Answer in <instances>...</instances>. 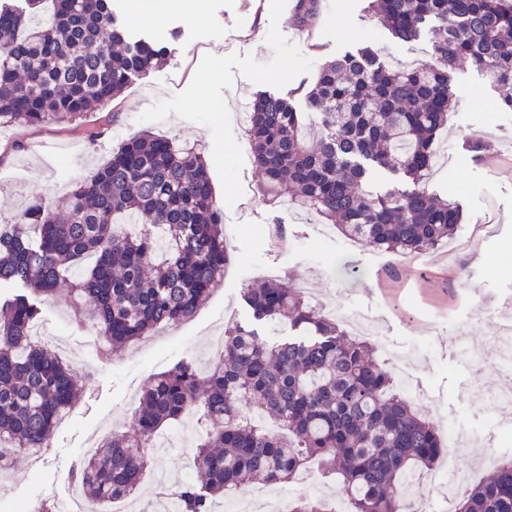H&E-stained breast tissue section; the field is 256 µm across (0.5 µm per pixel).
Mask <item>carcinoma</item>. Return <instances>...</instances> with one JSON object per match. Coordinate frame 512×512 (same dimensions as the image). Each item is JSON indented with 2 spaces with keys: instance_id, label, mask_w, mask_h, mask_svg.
<instances>
[{
  "instance_id": "1",
  "label": "carcinoma",
  "mask_w": 512,
  "mask_h": 512,
  "mask_svg": "<svg viewBox=\"0 0 512 512\" xmlns=\"http://www.w3.org/2000/svg\"><path fill=\"white\" fill-rule=\"evenodd\" d=\"M393 38L429 40L434 60L395 68L368 47L319 69L306 98L321 119L315 143L303 113L271 93L249 106L246 132L264 188L336 223L346 237L386 252L416 254L458 230L459 203L429 194L437 132L454 96L450 73L471 59L512 111V0H369ZM319 0H299L295 21L317 19ZM171 55L133 40L112 0H26L0 4V125L76 124ZM398 182L364 190L374 170ZM230 255L208 163L194 146L140 134L77 180L68 207L49 198L0 224V440L15 451L50 447L61 415L80 400L72 366L32 339L43 298L69 281L77 317L95 327L108 352L194 316L224 278ZM253 324L224 332V355L205 376L180 361L142 392L136 432L114 434L71 473L85 497L103 504L129 496L148 449L171 424L197 410L205 437L191 452L197 479L173 490L177 512H212L216 499L250 482H293L317 460L348 512H407L402 490L444 451L436 426L418 416L374 358L301 291L275 283L247 288ZM288 319L292 336L273 344L258 326ZM273 418L264 431L249 413ZM288 512H335L298 495ZM453 512H512V458L488 480L454 496Z\"/></svg>"
}]
</instances>
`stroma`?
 Masks as SVG:
<instances>
[{"mask_svg": "<svg viewBox=\"0 0 512 512\" xmlns=\"http://www.w3.org/2000/svg\"><path fill=\"white\" fill-rule=\"evenodd\" d=\"M114 3L130 29L171 42V57L79 125L0 126V147L20 145L0 163V222L14 220L45 195L65 208L75 180L91 175L126 139L149 131L180 145H213L206 159L224 210L230 262L193 318L144 336L108 364L75 325L67 283L44 300L41 324L77 352L72 366L85 393L37 463L16 454L10 472L0 476L8 502L47 499L63 507L86 440L104 431H132L140 393L155 374L181 360L206 372L213 361L210 336L228 322H246L243 290L270 277L307 284L317 302L343 316L376 320L378 360L390 368L397 360L408 362L427 393L414 400L416 413L438 428L452 422L462 431L438 469H455L474 483L492 475L501 459L512 456V417L489 423L487 403L469 390L477 384L492 391L512 378L493 362L474 365L449 342L460 334L484 340L496 334L502 318L512 319V305L504 302L512 294V271L495 268L502 248L512 245V111L498 109L486 75L470 60L458 61L454 108L436 137V164L425 180L430 193L463 209L454 240L409 256L370 250L336 232L320 238L323 216L268 201L236 114L260 92L288 96L305 111L309 137H316L318 119L305 110L306 94L322 63L357 46L393 64L425 63L432 59L427 38L395 41L368 11V0H320L310 28L296 25L282 0H202L200 15L171 11L150 18L138 15L137 0ZM99 127L103 135L89 142L87 129ZM476 134L492 144L478 157L466 147ZM42 144L59 151L45 156ZM180 428L182 447L151 457L135 495L137 512L153 510L156 472L167 474L170 488L187 483L189 451L204 426L190 416Z\"/></svg>", "mask_w": 512, "mask_h": 512, "instance_id": "stroma-1", "label": "stroma"}]
</instances>
